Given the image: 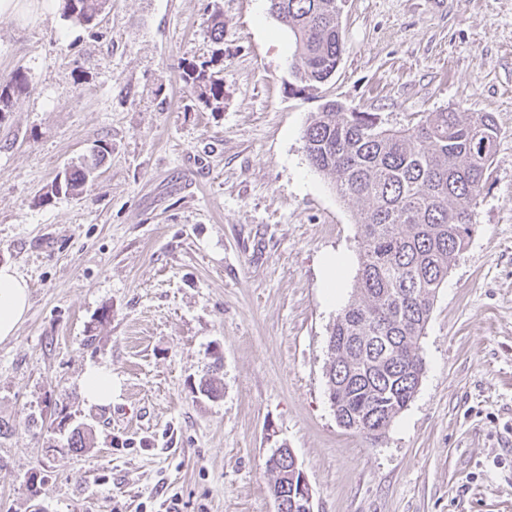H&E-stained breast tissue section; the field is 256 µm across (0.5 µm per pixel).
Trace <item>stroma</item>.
<instances>
[{"label": "stroma", "instance_id": "1", "mask_svg": "<svg viewBox=\"0 0 512 512\" xmlns=\"http://www.w3.org/2000/svg\"><path fill=\"white\" fill-rule=\"evenodd\" d=\"M341 29L335 73L302 91L269 0H109L88 26L59 0L0 15V75L32 80L0 118V265L31 302L0 342V512H276L282 444L315 512H512V0H344ZM208 59L217 112L183 79ZM330 100L386 128L456 110L500 130L418 391L375 446L327 395L359 268L357 208L304 149ZM102 143L82 196H48ZM92 366L112 370L110 405L80 393ZM209 370L214 398L195 390ZM77 425L92 447L68 448Z\"/></svg>", "mask_w": 512, "mask_h": 512}]
</instances>
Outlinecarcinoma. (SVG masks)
<instances>
[{"label": "carcinoma", "instance_id": "obj_1", "mask_svg": "<svg viewBox=\"0 0 512 512\" xmlns=\"http://www.w3.org/2000/svg\"><path fill=\"white\" fill-rule=\"evenodd\" d=\"M270 11L294 37L300 89L327 81L343 51L340 0H269ZM106 0H62L69 19L89 25ZM212 61L184 72L197 98L221 109L224 86ZM22 67L0 77V117L28 93ZM499 130L489 114L429 112L415 125L387 129L369 112L335 102L314 115L305 152L329 176L340 198L359 204L360 264L355 293L338 314L329 339V399L340 426L381 442L414 398L423 374L419 339L438 289L472 235L473 214L495 156ZM107 154L59 174L47 194L78 196Z\"/></svg>", "mask_w": 512, "mask_h": 512}]
</instances>
